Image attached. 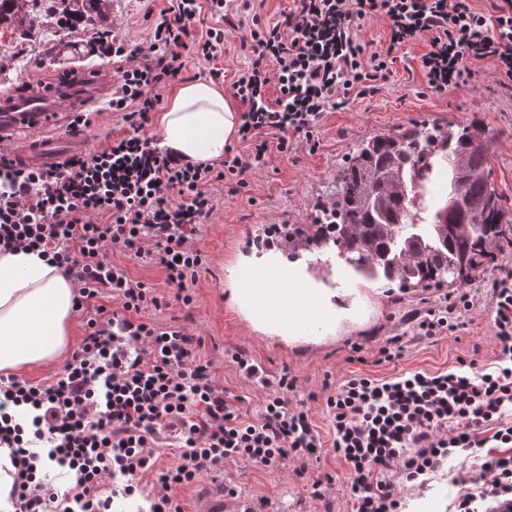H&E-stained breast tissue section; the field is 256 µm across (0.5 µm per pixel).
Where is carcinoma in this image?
I'll use <instances>...</instances> for the list:
<instances>
[{
    "label": "carcinoma",
    "instance_id": "1",
    "mask_svg": "<svg viewBox=\"0 0 512 512\" xmlns=\"http://www.w3.org/2000/svg\"><path fill=\"white\" fill-rule=\"evenodd\" d=\"M0 0V28L28 36L34 31L32 3ZM110 0H55V11L69 33L104 19ZM465 162L469 176L463 192L470 206L451 199L428 214L416 204L427 187L422 172L455 187ZM333 208L315 217L314 233L300 226L288 238H304L306 247L332 242L347 264L368 280L383 279L403 291L458 289L489 262L494 250L512 246V225L505 224L502 195L490 179L486 147L475 124L422 127L376 135L361 144L337 176Z\"/></svg>",
    "mask_w": 512,
    "mask_h": 512
}]
</instances>
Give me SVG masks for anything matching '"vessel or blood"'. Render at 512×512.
<instances>
[{"label":"vessel or blood","mask_w":512,"mask_h":512,"mask_svg":"<svg viewBox=\"0 0 512 512\" xmlns=\"http://www.w3.org/2000/svg\"><path fill=\"white\" fill-rule=\"evenodd\" d=\"M99 67L61 73L59 89L53 94L36 93L24 102L0 97V138L10 145L9 160L29 169H44L87 148L85 133H59L52 122L56 112L97 103L107 92ZM301 241L284 240L268 248L266 264L281 270L288 254H303Z\"/></svg>","instance_id":"vessel-or-blood-1"}]
</instances>
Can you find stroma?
Instances as JSON below:
<instances>
[{"label":"stroma","mask_w":512,"mask_h":512,"mask_svg":"<svg viewBox=\"0 0 512 512\" xmlns=\"http://www.w3.org/2000/svg\"><path fill=\"white\" fill-rule=\"evenodd\" d=\"M166 0H112L106 20L79 31L80 52L56 53L58 34L54 28H41L33 36L12 39L0 37V56H23L27 64L0 77V95L22 96L24 89L36 91L55 86L62 69L73 65L104 64L105 81H112L117 68L112 60H100L96 33L113 32L117 38L136 44L150 33L147 10H160ZM428 46L417 40L401 46L387 81L374 95L354 99L347 109L325 114L317 151L299 147L290 155L271 152L262 170L252 174L240 193L219 192L217 209L201 230L199 246L207 256V268L195 286L196 306L186 310L175 298L176 289L168 285L160 266L117 256L129 274L163 296L166 307L146 310V317L166 326L187 322L203 339L201 353L211 359L216 374L233 394L242 397V406L251 417H258L264 393L241 375L224 355L244 350L253 363L268 373L289 371L298 379L297 399L303 400L320 432L330 430L324 386L338 382L351 372L387 377L403 371L435 372L455 365L457 359L474 358L491 362L496 344L490 334L492 308L487 298V282L497 269L512 268V248L494 254L490 263L476 272L467 289L477 305L460 338L440 337L419 341L406 336L408 316L425 311L428 303L439 299L438 291L400 295L380 282H370L349 272L335 248L308 253L313 270L337 269L332 288L356 289L366 299L360 321H344L341 331L319 343L285 344L278 338L255 331L228 303L231 275L241 256L261 250L267 229L283 224H309L319 205L336 197V173L365 139L381 133L402 131L422 125L447 126L451 122L471 121L482 132L488 149L490 178L507 200V220L512 221V87L504 86L491 61L477 63L467 84L433 93L425 89L420 58ZM403 335L405 347L400 358L379 359L378 349L388 337ZM361 347L362 361H354V347ZM471 460L452 458L435 473L424 475L420 487L406 491V501H432L435 512H450L461 487L458 472L470 469ZM224 472L239 497L256 502L255 512H351L344 492V471L331 454H321L304 474L293 470L263 471L226 464ZM333 474L335 489L317 500L311 496L316 478Z\"/></svg>","instance_id":"1"}]
</instances>
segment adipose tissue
Here are the masks:
<instances>
[{
	"mask_svg": "<svg viewBox=\"0 0 512 512\" xmlns=\"http://www.w3.org/2000/svg\"><path fill=\"white\" fill-rule=\"evenodd\" d=\"M240 114L215 83L183 82L157 117L163 145L192 163L221 159L238 136ZM246 287L232 286L229 304L252 325L286 343L317 342L355 313L350 292L322 287L288 267V289L272 287L263 257H242ZM73 279L39 252L0 249V373L20 374L56 362L73 330Z\"/></svg>",
	"mask_w": 512,
	"mask_h": 512,
	"instance_id": "1",
	"label": "adipose tissue"
}]
</instances>
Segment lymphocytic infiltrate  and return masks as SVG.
Wrapping results in <instances>:
<instances>
[{"instance_id": "1", "label": "lymphocytic infiltrate", "mask_w": 512, "mask_h": 512, "mask_svg": "<svg viewBox=\"0 0 512 512\" xmlns=\"http://www.w3.org/2000/svg\"><path fill=\"white\" fill-rule=\"evenodd\" d=\"M145 41H96L119 58L108 111L120 113L123 134L61 166L41 170L0 155V248L41 250L71 274L86 334L50 383L0 375V447L16 469L15 512H112L106 484L132 495L145 473L158 489L150 512H181L177 490L223 474L229 463L304 473L330 448L349 475L352 512H402L397 480L437 472L452 457H477L460 472L465 491L455 512H512V268L498 269L489 288L492 363L459 360L446 371H407L388 378L354 373L326 397L332 433L323 437L307 406L295 403L297 379L267 376L241 352L231 360L264 389L259 418L224 386L202 340L182 325L142 319L164 301L131 277L114 255L160 266L176 298L194 304L193 287L206 264L197 244L216 209L219 190L239 191L270 151L316 150L331 109L373 93L392 71L394 52L416 39L428 90L465 84L475 62L491 60L512 81V0L492 13L472 0H292L275 24L250 31L252 58L236 70L233 93L246 106L239 135L247 152H225L222 167L181 161L147 128L159 91L182 79L190 61L220 78L230 21L225 0H170ZM213 26L196 34L200 16ZM384 19L386 46L371 49L355 23ZM474 302L468 291L410 317L422 340L459 336ZM173 443L176 461L160 468L155 450ZM70 482L58 489L51 472Z\"/></svg>"}]
</instances>
